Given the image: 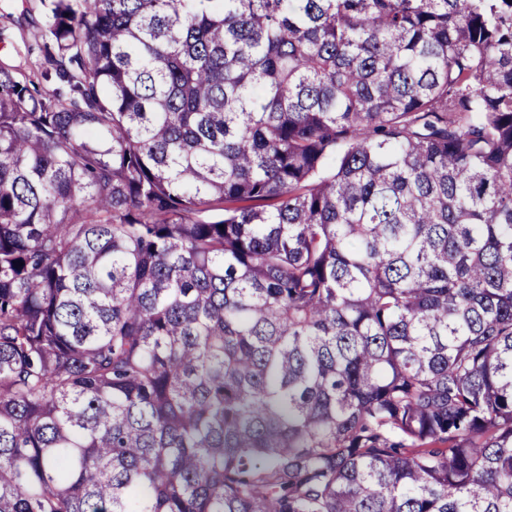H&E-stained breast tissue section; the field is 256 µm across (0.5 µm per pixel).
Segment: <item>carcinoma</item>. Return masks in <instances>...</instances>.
Wrapping results in <instances>:
<instances>
[{
  "label": "carcinoma",
  "mask_w": 512,
  "mask_h": 512,
  "mask_svg": "<svg viewBox=\"0 0 512 512\" xmlns=\"http://www.w3.org/2000/svg\"><path fill=\"white\" fill-rule=\"evenodd\" d=\"M0 69V512H512V0H51Z\"/></svg>",
  "instance_id": "obj_1"
}]
</instances>
